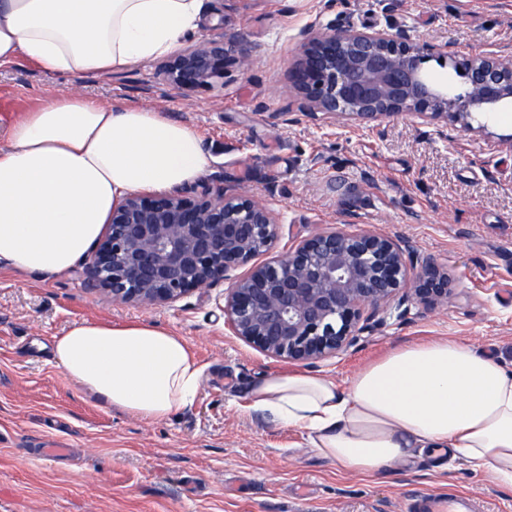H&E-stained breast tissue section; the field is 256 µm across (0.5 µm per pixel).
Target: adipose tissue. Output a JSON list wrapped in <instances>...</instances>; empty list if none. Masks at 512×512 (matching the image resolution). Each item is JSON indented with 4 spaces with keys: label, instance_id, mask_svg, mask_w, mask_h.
I'll list each match as a JSON object with an SVG mask.
<instances>
[{
    "label": "adipose tissue",
    "instance_id": "adipose-tissue-1",
    "mask_svg": "<svg viewBox=\"0 0 512 512\" xmlns=\"http://www.w3.org/2000/svg\"><path fill=\"white\" fill-rule=\"evenodd\" d=\"M203 8L204 0H0V66L25 60L52 78L112 73L174 53L199 29ZM211 160L189 126L157 110L102 105L74 89L51 96L0 148V269L45 279L69 271L123 198L191 184ZM53 348L88 395L147 421L188 408L200 387L185 342L154 324L85 321ZM250 408L361 474L427 448L512 488V369L453 340L397 348L345 390L266 374Z\"/></svg>",
    "mask_w": 512,
    "mask_h": 512
}]
</instances>
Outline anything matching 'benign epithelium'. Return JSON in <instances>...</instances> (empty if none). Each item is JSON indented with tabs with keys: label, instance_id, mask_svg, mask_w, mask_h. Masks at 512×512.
Segmentation results:
<instances>
[{
	"label": "benign epithelium",
	"instance_id": "7a95c632",
	"mask_svg": "<svg viewBox=\"0 0 512 512\" xmlns=\"http://www.w3.org/2000/svg\"><path fill=\"white\" fill-rule=\"evenodd\" d=\"M433 57L458 69L465 93L450 96L426 75L423 64ZM229 68L248 72V54L205 38L170 56L158 78L187 95L212 87ZM293 86L288 115L365 123L405 113L470 130L473 115L512 105V56L460 55L391 28L310 25L301 32ZM278 235L270 210L243 192L133 194L113 208L83 263V282L114 302L151 308L246 267L224 296V324L260 352L301 365L344 353L359 333L384 323V312L400 318L413 303L433 308L452 294L448 270L407 239L325 227L255 262Z\"/></svg>",
	"mask_w": 512,
	"mask_h": 512
}]
</instances>
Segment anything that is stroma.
Listing matches in <instances>:
<instances>
[{
  "instance_id": "1",
  "label": "stroma",
  "mask_w": 512,
  "mask_h": 512,
  "mask_svg": "<svg viewBox=\"0 0 512 512\" xmlns=\"http://www.w3.org/2000/svg\"><path fill=\"white\" fill-rule=\"evenodd\" d=\"M197 38L246 51L212 88L181 95L158 61L51 80L31 63L0 66V147L9 125L54 93L144 107L185 123L214 161L188 192L237 188L280 218L278 249L324 224L408 239L454 277L446 304L411 306L362 334L311 375L347 387L394 349L450 339L512 368V115H475L500 137L399 114L364 124L287 117L302 30L403 28L457 50L512 49V0H223ZM227 283L142 308L87 290L81 268L50 280L0 270V512H404L420 489L462 491L479 512H512V489L461 459L422 454L373 475L336 465L295 430L251 412L267 373L298 372L224 325ZM148 322L181 337L202 369L194 403L150 422L88 396L56 360L53 339L82 321ZM40 448L67 454L40 460Z\"/></svg>"
}]
</instances>
